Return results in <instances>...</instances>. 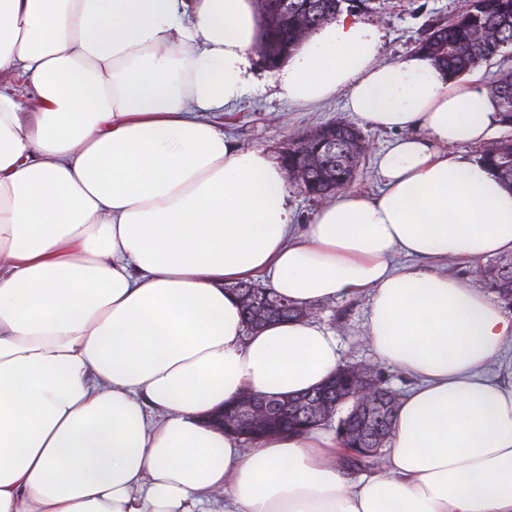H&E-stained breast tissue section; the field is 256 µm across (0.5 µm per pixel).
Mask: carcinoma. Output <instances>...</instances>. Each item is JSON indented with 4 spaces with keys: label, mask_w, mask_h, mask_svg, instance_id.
<instances>
[{
    "label": "carcinoma",
    "mask_w": 512,
    "mask_h": 512,
    "mask_svg": "<svg viewBox=\"0 0 512 512\" xmlns=\"http://www.w3.org/2000/svg\"><path fill=\"white\" fill-rule=\"evenodd\" d=\"M363 0H290L294 7L285 9L281 0H254L261 28L257 45L262 62L284 61L318 27L334 20L343 5ZM512 49V0H469L466 10L456 18L433 28L419 42L418 50L435 63L461 77L483 63L490 62ZM489 98L499 112L502 124L512 127V69H501L489 85ZM359 132L339 121L325 123L305 134L288 153V171L298 173L296 181L312 196L322 197L346 189L353 182L361 161L358 151ZM479 162L512 186V137L492 142L480 152ZM478 282L492 291L505 305L512 307V255H502L476 267ZM244 318L259 328L267 324L268 312L259 299L260 290L250 284L236 287ZM351 367L336 372V397L344 398L357 387ZM397 397L371 378L366 394L360 396L356 422L343 447L351 450L347 464L352 469L373 466L380 453L366 449L384 446L391 436ZM314 428L305 422V414L292 416L291 423H273L266 433L303 431Z\"/></svg>",
    "instance_id": "carcinoma-1"
}]
</instances>
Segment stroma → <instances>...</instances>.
Segmentation results:
<instances>
[{"mask_svg":"<svg viewBox=\"0 0 512 512\" xmlns=\"http://www.w3.org/2000/svg\"><path fill=\"white\" fill-rule=\"evenodd\" d=\"M467 5L468 0H370L360 15L383 26L386 38L381 57L387 62H397L417 49L432 25L448 22ZM253 75L252 90L234 109L210 116L239 146L262 148L280 156L289 143L321 124L336 119L358 124L356 116L345 111L343 98L302 111L281 97L275 69L258 64ZM358 126L365 151L351 189L372 194L379 187L375 159L386 147L390 135L364 124ZM368 316L369 298L365 295L323 302L309 310L311 320L336 332L345 363L371 368L380 374L385 387L404 394L412 380L402 370L382 363L375 356L365 338Z\"/></svg>","mask_w":512,"mask_h":512,"instance_id":"35a3bbf8","label":"stroma"}]
</instances>
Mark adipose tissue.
Instances as JSON below:
<instances>
[{"mask_svg":"<svg viewBox=\"0 0 512 512\" xmlns=\"http://www.w3.org/2000/svg\"><path fill=\"white\" fill-rule=\"evenodd\" d=\"M253 0H0V512H512V382L488 366L512 314L440 267L512 253V189L469 147L499 115L479 75L341 15L278 73L394 133L383 188L305 224L274 155L207 119L252 80ZM289 304L370 297L366 339L415 381L380 467L347 476L335 432L252 443L224 404L320 387L333 332L250 328L235 284Z\"/></svg>","mask_w":512,"mask_h":512,"instance_id":"ef3b65f1","label":"adipose tissue"}]
</instances>
